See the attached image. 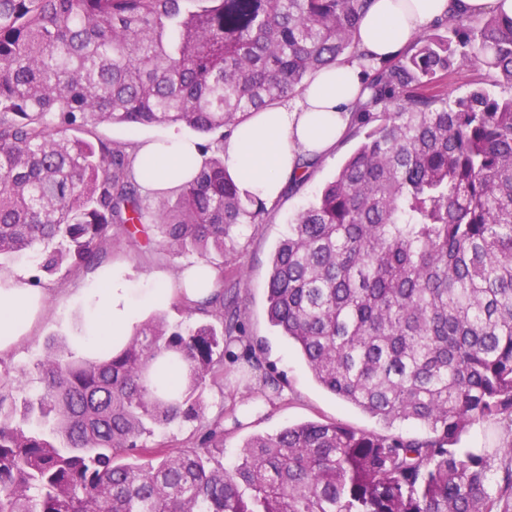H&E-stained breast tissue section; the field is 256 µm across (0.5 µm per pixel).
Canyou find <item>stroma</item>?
Here are the masks:
<instances>
[{
  "label": "stroma",
  "mask_w": 512,
  "mask_h": 512,
  "mask_svg": "<svg viewBox=\"0 0 512 512\" xmlns=\"http://www.w3.org/2000/svg\"><path fill=\"white\" fill-rule=\"evenodd\" d=\"M357 146L356 140L345 139L336 152L315 169L308 181L297 191L285 192L264 223L249 226L247 233L228 243L224 252V270H244L235 303L241 309L246 338L252 350L237 345L224 354V368L207 380L202 392L204 423L187 422L150 437V444H163L167 451L178 452L193 446L207 435V426L224 423V465H232L241 446L258 435H273L285 427L306 422H341L357 429L380 430L381 425L360 409L342 402L324 390L292 343L280 335L267 315L266 283L270 259L288 230L294 213L310 204L323 186L331 181L344 161ZM157 231L112 244L100 261L77 272L62 271L43 279L47 294L43 312L29 336L11 351L0 355V375L22 378L23 384L14 392L25 398L40 388L37 363L49 347L73 351L74 339L83 333L86 314L92 301L84 290L107 270L119 272L138 296V321L161 315L170 324L188 323L182 298L171 294L166 299L142 302L141 297L155 286L156 275L174 276L192 255H181L160 245ZM258 356L265 370L278 377L282 388L278 395L262 396L257 376H244L251 356Z\"/></svg>",
  "instance_id": "obj_1"
}]
</instances>
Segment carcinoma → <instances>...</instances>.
<instances>
[{"label":"carcinoma","mask_w":512,"mask_h":512,"mask_svg":"<svg viewBox=\"0 0 512 512\" xmlns=\"http://www.w3.org/2000/svg\"><path fill=\"white\" fill-rule=\"evenodd\" d=\"M374 0H0V270L37 253L53 274L146 234L224 280V245L260 224L221 149L177 194L147 201L129 142L103 123L229 138L254 112L361 59ZM485 81L448 101V75ZM358 146L275 249L268 316L316 382L384 425L307 422L249 440L230 469L155 431L204 422L201 389L246 335L224 289L183 298L95 358L50 350L17 406L0 377V512H512V439L458 444L512 420V17L438 21L363 68ZM501 90L496 95L484 83ZM428 428L424 437L394 423ZM510 422L503 419L492 420L471 426L463 436L460 447L473 451L495 448L509 438Z\"/></svg>","instance_id":"cac0c4a2"}]
</instances>
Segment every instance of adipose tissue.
<instances>
[{
    "label": "adipose tissue",
    "mask_w": 512,
    "mask_h": 512,
    "mask_svg": "<svg viewBox=\"0 0 512 512\" xmlns=\"http://www.w3.org/2000/svg\"><path fill=\"white\" fill-rule=\"evenodd\" d=\"M500 10L512 16V0H374L364 15L356 39L361 51L381 61L404 50L414 34L440 19H476ZM358 63L321 72L303 94L288 103L251 116L224 144V165L241 192L266 203L277 201L299 174L300 156L328 157L344 138L361 82ZM166 155L165 176L152 172L155 155ZM134 171L143 195L176 194L201 168L204 158L195 140L177 131L157 140L136 141ZM214 289L217 274L198 264L182 270L176 283L160 277L147 301L181 291L194 296L195 278ZM45 294L31 277L20 274L0 279V352L26 336L41 312ZM135 317L130 290L120 275H112L94 293V312L77 345L93 351L126 336Z\"/></svg>",
    "instance_id": "ef3b65f1"
}]
</instances>
